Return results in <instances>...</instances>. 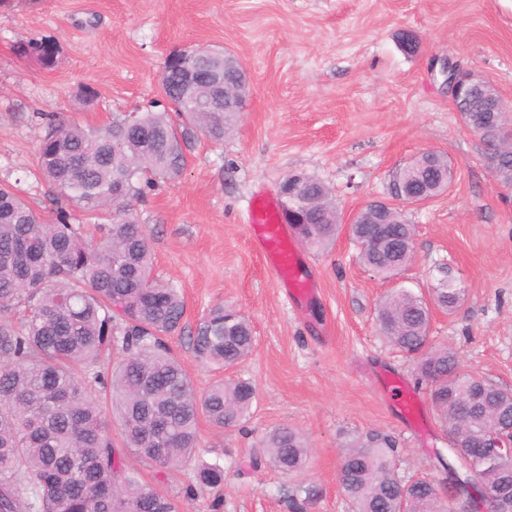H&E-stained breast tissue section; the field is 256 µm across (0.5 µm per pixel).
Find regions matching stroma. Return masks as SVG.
Instances as JSON below:
<instances>
[{
    "mask_svg": "<svg viewBox=\"0 0 512 512\" xmlns=\"http://www.w3.org/2000/svg\"><path fill=\"white\" fill-rule=\"evenodd\" d=\"M27 37L56 44L54 67L18 54ZM199 48L240 58L248 109L223 142H198L180 176L135 209L156 274L184 297L187 327L220 304L251 325V353L221 372L197 362L186 339H172L196 390L243 379L255 400L238 426L199 424L200 459L224 466L220 492L191 488L188 470L160 475L131 453L126 465L180 512H289V497L307 488V512H348L339 460L345 446L379 432L396 443L401 480L442 482L435 453L449 441L418 381V359L389 345L375 309L397 289L430 299L439 279L452 280L459 303L451 313L433 307L429 346H448L463 371L512 389V184L490 168L431 69L446 60L493 85L512 127V0H0V182L20 183L27 202L49 212L52 189L32 175L41 114L102 127L113 114L149 108L161 98L167 58ZM426 151L447 159L453 181L447 194L405 207L409 266L394 281L375 276L340 231L326 249L300 247L318 295L295 311L249 239L252 195L277 194L285 176L303 172L348 216L389 198L393 172ZM406 390L425 431L399 407ZM282 426L309 442L302 472L253 463Z\"/></svg>",
    "mask_w": 512,
    "mask_h": 512,
    "instance_id": "1",
    "label": "stroma"
}]
</instances>
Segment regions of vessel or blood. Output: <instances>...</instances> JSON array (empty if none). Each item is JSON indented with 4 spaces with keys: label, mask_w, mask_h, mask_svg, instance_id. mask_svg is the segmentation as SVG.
I'll list each match as a JSON object with an SVG mask.
<instances>
[{
    "label": "vessel or blood",
    "mask_w": 512,
    "mask_h": 512,
    "mask_svg": "<svg viewBox=\"0 0 512 512\" xmlns=\"http://www.w3.org/2000/svg\"><path fill=\"white\" fill-rule=\"evenodd\" d=\"M252 242L271 271L283 284L289 299L307 301L315 288L303 274L301 260L289 243V229L278 205L270 199L254 197L248 207Z\"/></svg>",
    "instance_id": "obj_1"
}]
</instances>
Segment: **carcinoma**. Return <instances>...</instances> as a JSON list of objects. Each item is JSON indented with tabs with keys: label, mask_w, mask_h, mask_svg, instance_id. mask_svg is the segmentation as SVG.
Returning <instances> with one entry per match:
<instances>
[{
	"label": "carcinoma",
	"mask_w": 512,
	"mask_h": 512,
	"mask_svg": "<svg viewBox=\"0 0 512 512\" xmlns=\"http://www.w3.org/2000/svg\"><path fill=\"white\" fill-rule=\"evenodd\" d=\"M44 46L37 60L51 66L57 49L49 41L21 40L17 51L27 57ZM180 82L177 70L161 73L163 109L134 121L122 114L101 128L46 121L37 168L56 194L52 219L0 184V512H179L174 499L125 465L127 452L160 472L192 464L195 486L224 483L220 463L193 464L199 419L219 429L238 424L251 410L253 388L218 380L197 392L167 338L187 334L199 362L223 369L250 353V324L218 306L185 332L183 297L154 276L153 253L132 208L158 181L182 173L199 137L224 140L230 113L221 104L197 111ZM467 120L485 144L498 138V113L471 112ZM114 184L123 187L115 197ZM307 192L323 201L320 223L303 244L324 249L337 231L329 191L315 179ZM73 210L109 221L106 236L87 238L71 223ZM396 219L398 251L376 243L360 248L361 263L384 279L413 257L406 248L413 226L402 213ZM434 291L441 308L454 309L459 292L451 280L440 279ZM376 320L391 344L421 354L418 373L438 420L460 443L439 460L442 468L463 490L465 466L472 465L485 488L512 494V466L479 447L512 414V391L459 372L445 346L423 352L430 314L422 296L392 292ZM264 448L287 474L302 470L309 454L305 437L288 426L269 433ZM394 448L392 439L372 433L344 452L339 483L353 512H449L432 480L401 482L390 459Z\"/></svg>",
	"instance_id": "1"
}]
</instances>
